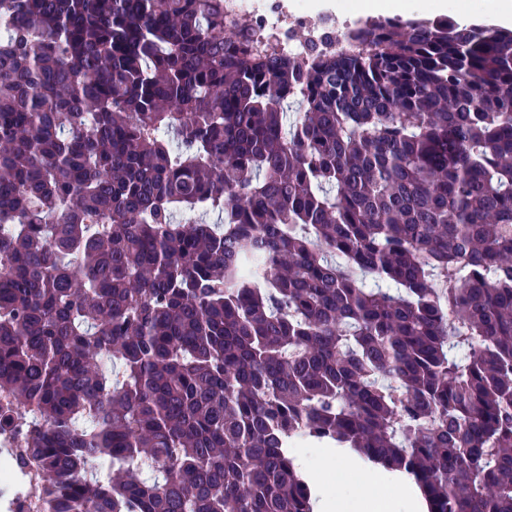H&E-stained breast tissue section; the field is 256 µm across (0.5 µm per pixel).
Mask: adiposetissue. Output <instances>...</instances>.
<instances>
[{
	"instance_id": "1",
	"label": "adipose tissue",
	"mask_w": 512,
	"mask_h": 512,
	"mask_svg": "<svg viewBox=\"0 0 512 512\" xmlns=\"http://www.w3.org/2000/svg\"><path fill=\"white\" fill-rule=\"evenodd\" d=\"M298 462L315 484L312 512H425L411 481L397 472L316 448Z\"/></svg>"
}]
</instances>
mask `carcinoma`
Returning a JSON list of instances; mask_svg holds the SVG:
<instances>
[{
	"instance_id": "1",
	"label": "carcinoma",
	"mask_w": 512,
	"mask_h": 512,
	"mask_svg": "<svg viewBox=\"0 0 512 512\" xmlns=\"http://www.w3.org/2000/svg\"><path fill=\"white\" fill-rule=\"evenodd\" d=\"M371 35L299 73L220 0H0V397L47 512H311L300 440L512 512V30Z\"/></svg>"
}]
</instances>
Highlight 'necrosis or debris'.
<instances>
[{"instance_id": "1", "label": "necrosis or debris", "mask_w": 512, "mask_h": 512, "mask_svg": "<svg viewBox=\"0 0 512 512\" xmlns=\"http://www.w3.org/2000/svg\"><path fill=\"white\" fill-rule=\"evenodd\" d=\"M373 21V16L352 10L339 15L318 12L310 8L309 0H224L225 31H247L254 50L272 43L280 54L303 67L323 57L355 52L359 30ZM25 429L21 420L0 433V484L13 492L12 497L0 498V512H27L34 501L36 469L15 464Z\"/></svg>"}]
</instances>
